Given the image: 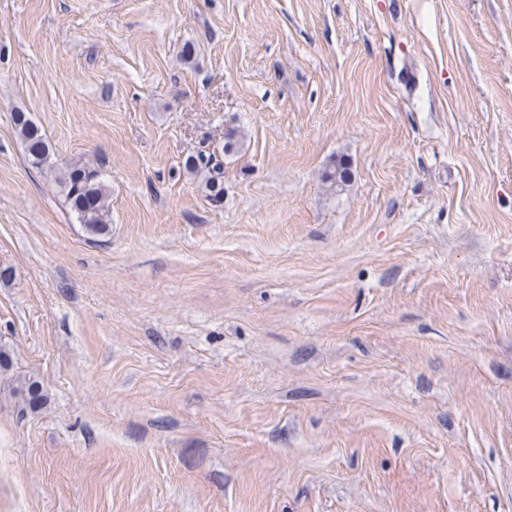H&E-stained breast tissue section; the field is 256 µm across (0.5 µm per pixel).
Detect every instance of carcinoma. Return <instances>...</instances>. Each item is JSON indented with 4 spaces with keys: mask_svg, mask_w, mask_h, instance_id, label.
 I'll use <instances>...</instances> for the list:
<instances>
[{
    "mask_svg": "<svg viewBox=\"0 0 512 512\" xmlns=\"http://www.w3.org/2000/svg\"><path fill=\"white\" fill-rule=\"evenodd\" d=\"M14 125L24 143L29 164L37 169L49 166V147L39 126L24 112L15 113ZM183 167L187 173L202 177L210 202L223 200L224 162L221 154L215 151L190 154L185 158ZM349 178L348 167L341 160L323 174V181L337 193L344 191ZM57 184L68 206L90 233L105 235L109 232L108 189L97 170L87 166L66 167L57 177Z\"/></svg>",
    "mask_w": 512,
    "mask_h": 512,
    "instance_id": "carcinoma-1",
    "label": "carcinoma"
}]
</instances>
